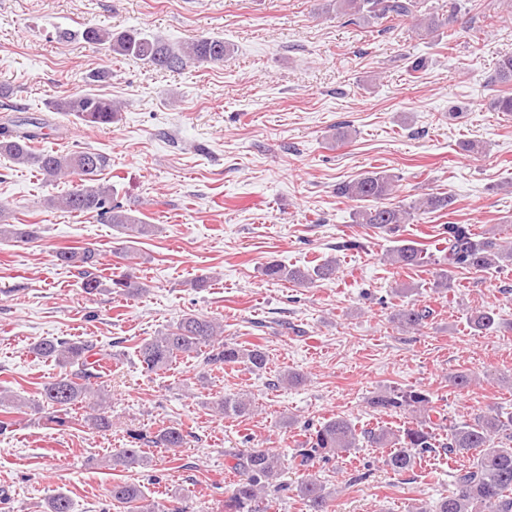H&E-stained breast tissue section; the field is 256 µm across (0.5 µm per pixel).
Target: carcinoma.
Listing matches in <instances>:
<instances>
[{"instance_id": "cac0c4a2", "label": "carcinoma", "mask_w": 512, "mask_h": 512, "mask_svg": "<svg viewBox=\"0 0 512 512\" xmlns=\"http://www.w3.org/2000/svg\"><path fill=\"white\" fill-rule=\"evenodd\" d=\"M421 0H329L327 11L344 17L350 23L379 25L399 17L417 19V30L424 37H435L453 23L461 11L460 0H448V15L438 18L422 16ZM84 41L108 44L113 56L133 57L159 70L178 71L189 64H220L230 53L223 39L201 36L185 43H170L148 37L135 29L119 32L89 27L81 32ZM491 82L512 84V55L503 56L494 70ZM54 112L72 115L87 125L110 127L118 120L120 105L91 93H76L49 102ZM47 121L31 119L11 121L0 126V156L16 165L37 169L43 179L54 183L67 179L71 187L63 194L45 199L56 207L77 215H94L113 225L128 239L154 234L156 225L148 224L124 208L115 199L112 185L99 184L96 177L111 166V158L93 149L56 152L41 151L36 143L44 139ZM395 176L386 170L367 171L357 178L336 184V195L360 203L353 212V222L392 231L400 224L414 220L415 212L443 210L454 204L450 195H429L402 208L383 204L394 190ZM5 208L0 206V239L28 241L38 237V228H22L4 223ZM443 261L448 270L468 269L488 272L512 265V244H501L496 236L478 237L467 224H449L445 231ZM58 264L74 269L81 287L88 295L100 292L135 296L144 284L127 266L124 273L103 280L100 252L94 247L65 248L56 251ZM426 252L417 243L395 246L387 253V262L400 269H414L425 263ZM339 270L335 258L306 270L271 263L264 275L273 281L308 284L316 280H332ZM433 315L427 306L406 307L395 311L392 320L398 327L418 330ZM469 324L480 333H493L501 328L491 311L470 315ZM32 353L50 359L60 372L41 390L42 401L50 407L48 420L60 425L73 407L93 398H101L99 386L112 373V352L103 350L91 340L56 337L41 340L32 346ZM202 358L207 365L244 364L253 372L266 369L268 355L257 344L249 348L224 341V324L217 318L188 313L157 335L143 340L137 348V359L148 372L170 368L178 358ZM371 407L386 414L403 413L415 421L401 430L387 427H358L351 420L332 417L308 429V436L293 457L295 469L305 472L296 490L304 501L306 512H329L335 491L323 481L308 474L315 463L342 458L358 448H381L383 464L395 473L414 469L426 455L441 448L448 458L465 459L467 463L453 471L448 495L433 505L415 504L411 512H512V412L490 411L476 414L462 422H448L432 405L428 393L416 388L390 387L375 393ZM89 420L97 432L112 430V416L100 403L90 406ZM211 411L222 416H242L253 411L245 393L227 395L212 402ZM134 443H151L158 448L174 450L186 444L187 435L180 427L167 426L148 437L137 434ZM238 479L224 496V512H268L270 493L282 491L277 483L284 461L268 449L246 448L235 454ZM115 468H146L151 459L141 448H117L110 455ZM112 501L131 504V512H163L150 499L143 487L133 482L112 485ZM71 498L63 492L48 497L45 512H73Z\"/></svg>"}]
</instances>
